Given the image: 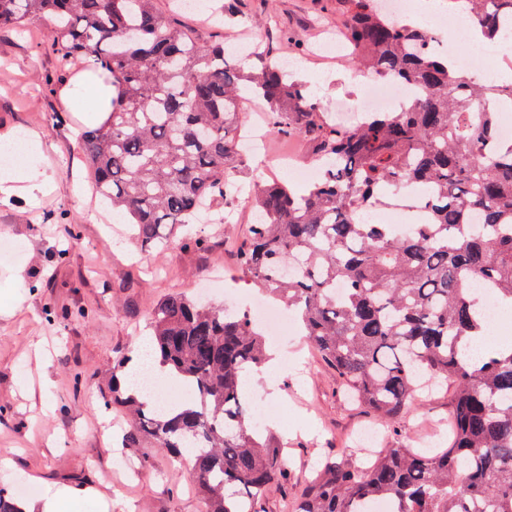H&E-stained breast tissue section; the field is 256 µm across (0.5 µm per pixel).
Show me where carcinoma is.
<instances>
[{
  "label": "carcinoma",
  "mask_w": 512,
  "mask_h": 512,
  "mask_svg": "<svg viewBox=\"0 0 512 512\" xmlns=\"http://www.w3.org/2000/svg\"><path fill=\"white\" fill-rule=\"evenodd\" d=\"M489 39L512 34V0H465ZM351 64L417 87L404 112H377L343 128L308 85L257 51L249 69L224 45L204 44L154 0H0V27L48 20L62 68L112 75L117 95L85 132L101 198L146 249L217 201L242 200L238 137L250 95L271 132L300 136L327 164L303 192L254 181L255 223L238 252L258 287L294 308L305 338L351 397L386 427L420 403L422 381L452 386L454 430L445 447L381 448L360 467L326 461L289 512H512V354L471 350L483 302L474 281L512 298V140L496 108L512 83L452 77L429 34L386 18L372 0H347ZM425 186L423 223L399 235L369 214L400 186ZM151 344L191 394L148 406L112 382V403L132 409L133 448L179 458L190 444L206 512H260L288 478L278 439L255 430L242 374L266 360L260 328L206 299L172 294L149 314Z\"/></svg>",
  "instance_id": "obj_1"
}]
</instances>
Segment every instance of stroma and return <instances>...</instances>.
<instances>
[{
    "mask_svg": "<svg viewBox=\"0 0 512 512\" xmlns=\"http://www.w3.org/2000/svg\"><path fill=\"white\" fill-rule=\"evenodd\" d=\"M237 25L224 29L202 12H182L181 25L200 41L236 44L244 22L274 18V37L263 48L272 59L294 58L326 103L353 98L348 59L326 60L306 47L342 21V0H233ZM43 23L0 28V134L37 131L50 151L46 164L56 190L39 205L0 207V242L15 256L0 262V486L18 501L55 485L92 486L112 512H204L189 467L144 444H122L129 420L107 403L112 368L143 346L148 315L173 293L207 292L211 301L245 306L258 296L241 272L237 248L247 236L251 212L232 210L219 222L216 206L205 223L179 231L161 250H145L124 219L112 217L93 191L91 167L73 132L77 116L59 90L66 72ZM305 153L298 137H274L266 157H254L239 174L242 183L272 181L281 173L272 158L287 148ZM203 245H195V238ZM274 377L249 388L256 415L285 445L288 480L272 486L263 512H286L326 457L361 464L356 433L374 424L368 411L348 404L335 374L301 335L271 345ZM448 420V397H425L398 418L384 445L410 444L433 436Z\"/></svg>",
    "mask_w": 512,
    "mask_h": 512,
    "instance_id": "35a3bbf8",
    "label": "stroma"
}]
</instances>
